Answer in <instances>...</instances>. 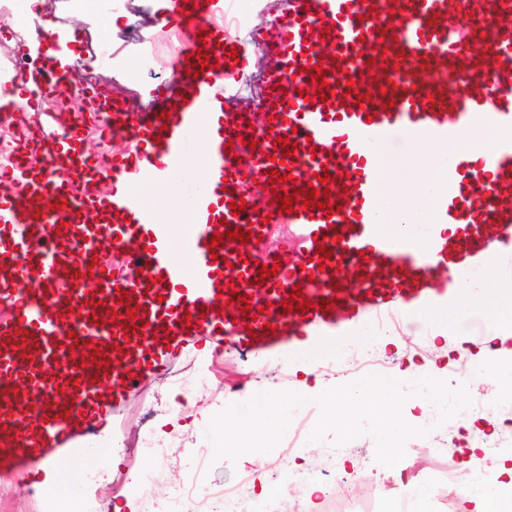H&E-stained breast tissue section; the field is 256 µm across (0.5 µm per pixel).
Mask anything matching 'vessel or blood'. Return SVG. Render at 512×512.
Here are the masks:
<instances>
[{
    "mask_svg": "<svg viewBox=\"0 0 512 512\" xmlns=\"http://www.w3.org/2000/svg\"><path fill=\"white\" fill-rule=\"evenodd\" d=\"M167 26L190 30L186 56L176 65L180 91L160 85L157 109L132 104L98 89L91 118L66 119L43 108L51 88L64 80L54 63L22 78L27 107L39 111L43 155L32 169L20 152L0 164L17 192L0 203V249L12 264L0 277V299L11 316L0 318V466L24 462L19 451L20 395L44 396L43 433L63 441L66 409L52 394L70 381L77 401L95 398L98 379L137 384L164 366L170 349L153 345L170 336L235 339L237 346L272 348L330 328L353 316L384 322L402 309L424 307L430 281L450 276L453 263L475 272L491 249L512 254V0H291L275 26L279 66L268 76L263 104L271 127L260 134L265 152L279 138L295 142L289 157L261 160L255 175L290 172L287 192L328 174L333 212L248 202V182L234 162L230 138L210 123L224 97L214 66L195 71L194 57L224 41L217 18L224 0H171ZM322 66L331 89L321 96L312 66ZM360 82L352 90V82ZM128 132L133 152L92 156L83 148L84 127ZM490 129L491 143L469 144L473 131ZM205 148L202 172L188 201L191 222L172 236L142 191L181 171L193 142ZM398 141L450 146L448 163L430 196L428 232L387 229L386 206L395 188L381 176L383 147ZM53 197L59 208L39 203ZM243 200L241 214L230 201ZM303 230L297 256L262 255L256 244L268 223ZM248 231L251 251L222 261L215 234ZM329 260H315L319 247ZM124 256L126 278L112 279L98 264L101 249ZM278 266L265 278L269 313L242 315L227 299L251 295L261 265ZM98 280L96 293L80 286ZM309 300L307 310L285 311L292 287ZM125 299L136 315H116ZM32 357L18 355V346ZM82 347L87 362L69 359Z\"/></svg>",
    "mask_w": 512,
    "mask_h": 512,
    "instance_id": "obj_1",
    "label": "vessel or blood"
}]
</instances>
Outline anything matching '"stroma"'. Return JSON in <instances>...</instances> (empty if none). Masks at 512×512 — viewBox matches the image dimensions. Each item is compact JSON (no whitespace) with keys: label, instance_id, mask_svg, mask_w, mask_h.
<instances>
[{"label":"stroma","instance_id":"obj_1","mask_svg":"<svg viewBox=\"0 0 512 512\" xmlns=\"http://www.w3.org/2000/svg\"><path fill=\"white\" fill-rule=\"evenodd\" d=\"M166 0H98L93 14L77 15L67 9V0H44L38 17L23 38H16L10 22L0 21V76L15 81L20 72L40 69L48 59L51 42L39 40L37 33L44 22L56 24L68 48L65 52L74 69L55 98L62 110L82 112L85 98L76 96L75 84L91 81L118 99H133L145 109H154L153 90L157 75L165 64L173 62L183 48L181 39L162 30L160 18ZM288 8L281 0H250L242 6L233 0L227 22L229 40L237 53L245 55L246 65H232L223 74L224 111L228 116L251 113L255 99L263 92L268 72L278 64V57L261 40L270 31L276 17L286 16ZM185 177H177L152 189L148 200L160 210L174 232H181L190 215L184 207ZM431 325L421 319L403 317L396 327V341L386 349L376 350L375 362L363 363L358 372L317 368L305 373L300 359L259 363L257 353L243 347H223L214 351L201 337L180 342L167 366L146 375L134 389H124L113 404L112 435L121 444L112 451L99 437L97 424L88 422L61 445H52L50 453L63 460L82 457L95 470L98 479L86 485L79 474L60 470L63 495L48 494L36 469L42 454H34L27 466L0 478V512H49L52 504L64 507L91 500L94 512H113V504L134 500L139 512H205L206 493L226 488L242 492V512H253L263 503L255 473H271L278 463H285L288 474L279 483L277 502L304 507L303 484L319 483L334 493L354 489L356 495L375 498L379 507L397 502L407 485L390 468L376 460L372 437L352 440L350 447L335 446L332 438L312 443L311 424L303 423L306 408H299L282 442L268 454L243 455L237 462L213 461V446L206 435L213 414L228 404L242 403L263 390L307 388L323 391L356 380L369 373L392 375L397 367L414 362L435 364L444 376H452L463 364L452 345L460 337L470 339L471 348H479L492 327L481 317H474L451 330L447 344L430 341ZM474 410L494 406L502 424L500 436L512 434V388L497 380L469 383ZM181 405L176 422H166L169 399ZM446 444L435 436L414 438L406 444L401 465L407 474L421 480V497L426 512H463L451 474L464 471L473 477L474 468H462L466 460L464 445H479V433L457 434L446 426ZM174 446L173 457L148 455L147 447ZM155 478L149 491L136 488V478L145 472Z\"/></svg>","mask_w":512,"mask_h":512}]
</instances>
